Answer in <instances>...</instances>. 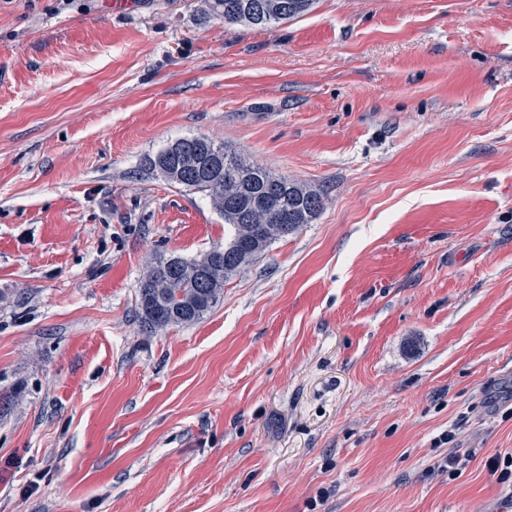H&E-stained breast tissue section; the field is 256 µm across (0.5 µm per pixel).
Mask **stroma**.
<instances>
[{
	"instance_id": "obj_1",
	"label": "stroma",
	"mask_w": 512,
	"mask_h": 512,
	"mask_svg": "<svg viewBox=\"0 0 512 512\" xmlns=\"http://www.w3.org/2000/svg\"><path fill=\"white\" fill-rule=\"evenodd\" d=\"M131 2L0 0V512H512V0ZM185 137L323 207L149 335ZM198 20L207 23L222 20L224 24L267 27L288 22L308 12L314 0H199Z\"/></svg>"
}]
</instances>
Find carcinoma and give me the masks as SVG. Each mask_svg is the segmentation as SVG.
<instances>
[{"label": "carcinoma", "mask_w": 512, "mask_h": 512, "mask_svg": "<svg viewBox=\"0 0 512 512\" xmlns=\"http://www.w3.org/2000/svg\"><path fill=\"white\" fill-rule=\"evenodd\" d=\"M198 20L267 27L308 12L314 0H199ZM159 174L209 197L231 239L195 259L155 258L139 288L137 315L151 333L201 320L224 296V283L265 252L296 234L323 208V195L296 180L276 176L226 145L182 138L144 160Z\"/></svg>", "instance_id": "cac0c4a2"}]
</instances>
